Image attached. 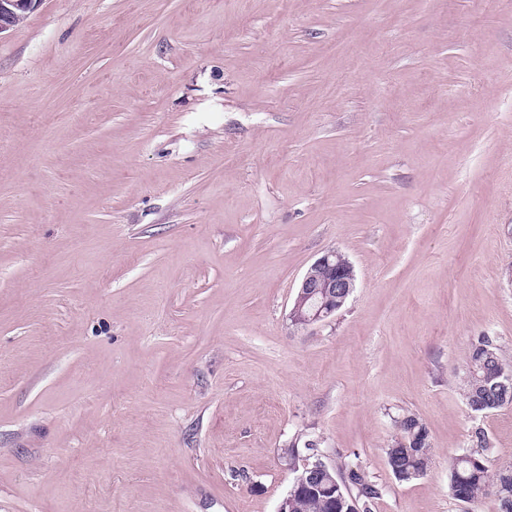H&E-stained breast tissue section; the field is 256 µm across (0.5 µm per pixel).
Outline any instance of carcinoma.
<instances>
[{"instance_id":"1","label":"carcinoma","mask_w":512,"mask_h":512,"mask_svg":"<svg viewBox=\"0 0 512 512\" xmlns=\"http://www.w3.org/2000/svg\"><path fill=\"white\" fill-rule=\"evenodd\" d=\"M494 373L512 374V365L501 355L500 348L489 336L472 340L465 357L461 376L462 395L468 409L487 413L512 404V384L496 387L488 381ZM397 436L386 449L387 465L400 482L424 475L431 465L433 448L425 424L414 414L406 413L395 419ZM475 450L453 458L448 493L461 502L493 496L501 512H512V467L490 472L488 454L491 442L481 428L471 434ZM317 443L306 440L303 447L294 444L288 450L290 463L317 458ZM327 482L292 495L291 512H372L382 488L361 467L341 470L328 467Z\"/></svg>"}]
</instances>
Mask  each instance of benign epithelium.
<instances>
[{"mask_svg": "<svg viewBox=\"0 0 512 512\" xmlns=\"http://www.w3.org/2000/svg\"><path fill=\"white\" fill-rule=\"evenodd\" d=\"M39 3L40 0H0V33L23 21ZM354 288L352 264L341 253L329 250L300 280L289 319L294 325L305 328L324 322L346 304ZM323 468L320 461H303V472L295 476L293 490L305 487Z\"/></svg>", "mask_w": 512, "mask_h": 512, "instance_id": "benign-epithelium-1", "label": "benign epithelium"}]
</instances>
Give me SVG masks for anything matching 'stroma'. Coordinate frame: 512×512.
<instances>
[{"label": "stroma", "mask_w": 512, "mask_h": 512, "mask_svg": "<svg viewBox=\"0 0 512 512\" xmlns=\"http://www.w3.org/2000/svg\"><path fill=\"white\" fill-rule=\"evenodd\" d=\"M355 288L288 314L327 250ZM512 0H41L0 33V512H276L302 438L373 512L512 465ZM419 417L401 483L385 450ZM463 367L462 395L471 412L487 413L512 404V384L499 388L488 381L494 373L512 374V365L504 360L490 336L471 341ZM395 426L397 436L386 448L387 465L396 480L408 482L426 473L432 462L433 448L425 424L415 414L398 416Z\"/></svg>", "instance_id": "stroma-1"}]
</instances>
